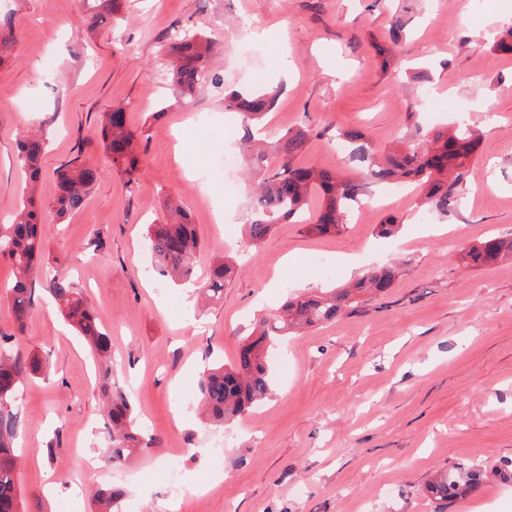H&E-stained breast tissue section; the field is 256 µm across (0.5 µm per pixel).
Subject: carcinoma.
Returning a JSON list of instances; mask_svg holds the SVG:
<instances>
[{
  "mask_svg": "<svg viewBox=\"0 0 512 512\" xmlns=\"http://www.w3.org/2000/svg\"><path fill=\"white\" fill-rule=\"evenodd\" d=\"M119 7V0H83V8L93 17L104 19ZM17 45L15 17L0 10V65L9 61ZM214 45L201 34L177 33L164 45L169 57L171 85L183 102H188L197 88L210 84L220 87L224 79L207 69V59ZM277 93L274 90H232L224 95V110L241 113L248 121H258L271 111ZM103 148L112 165L126 179L137 183L141 169L139 136L128 128L125 107L115 106L103 115L99 128ZM313 135V127L304 121L278 132L271 142L281 165L265 169L264 178L254 197L251 221L245 234L253 244L262 241L274 225L301 215L312 198H318L315 215L309 218V230L328 234L340 230L351 209L367 196L374 184L417 181L424 186L428 209L448 214L459 208V187L469 160L479 148V138L466 124L448 132L432 129L417 144H409L379 158L369 151L365 133L348 129L338 133L353 145L351 158L363 164V175L353 179L333 172L307 167L295 162ZM244 143L252 151L253 161L262 165L265 145L247 127ZM47 149L43 132H32L17 142L16 162L25 177L26 204L0 224V257L9 261L13 281L9 288L16 331L0 332V512H25L18 492V460L15 441L24 429L22 413L16 407L20 387L46 368L36 357L17 347L33 307L35 284L43 279L39 259L45 249L42 226L47 216L35 200L41 176V159ZM101 169L82 159L81 154L61 164L56 171L57 195L54 217L61 220L81 209L85 198L100 177ZM166 218L161 224L148 225L149 248L156 268L165 277L192 280L194 257L201 247L189 212L173 198L165 202ZM512 260V235L489 237L478 241L463 254L466 265L488 267ZM232 265L228 258L218 259L207 279V293L217 298L230 283ZM396 270L392 267L371 269L353 284L322 295H297L285 301L282 313L257 320L243 339L235 363L209 369L199 382V405L207 419L224 424L243 416L270 391L266 366L267 353L283 337L304 329L334 322L354 311L364 295H383L392 288ZM47 288L56 300L62 316L89 342L95 357L103 364L99 390L108 400L102 415L103 429L110 445L105 458L118 463L128 455L155 447L156 438L146 435L134 416L127 397L112 386L111 340L96 323L93 310L82 289L68 277L46 278ZM485 470L472 465L455 472H440L429 484L428 492L437 501H448L474 492L483 485ZM124 495L119 487L101 488L95 496L98 512H112Z\"/></svg>",
  "mask_w": 512,
  "mask_h": 512,
  "instance_id": "1",
  "label": "carcinoma"
}]
</instances>
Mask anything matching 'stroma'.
I'll list each match as a JSON object with an SVG mask.
<instances>
[{
  "label": "stroma",
  "mask_w": 512,
  "mask_h": 512,
  "mask_svg": "<svg viewBox=\"0 0 512 512\" xmlns=\"http://www.w3.org/2000/svg\"><path fill=\"white\" fill-rule=\"evenodd\" d=\"M0 9L14 13L19 37L16 60L0 68V216L21 201L16 142L29 127L49 139L45 209L73 151L102 170L81 211L47 224L44 264L63 262L79 282L112 338L114 382L159 440L113 466L112 483L125 491L118 512H168L171 501L175 512H512V262L473 269L461 259L478 240L512 233V53L495 47L512 28V0H122L101 22L80 0H0ZM178 30L216 43L208 68L224 86L163 113L171 86L162 46ZM421 71L429 83L416 80ZM242 88L278 91L264 118L273 129L311 122L300 164L356 178L358 166L334 150L337 130L364 131L382 155L429 126L467 120L480 147L460 207L444 216L420 208L419 189L390 198L374 186L342 233L288 221L251 245L241 230L249 163L228 172L237 191L225 195L201 134L223 130L225 149L239 152L242 116L225 111L224 94ZM116 103L140 136L131 188L97 134ZM170 193L184 198L203 242L196 282L217 257L232 259L220 299L188 302L185 287L150 269L146 229L162 222ZM389 216L398 233L378 236ZM99 230L107 245L94 253ZM291 253L302 257L294 269L283 264ZM378 265L397 271L390 292L286 337L270 361L267 399L221 426L200 414L203 372L236 360L254 318L288 293L340 288ZM19 346L48 364L17 396L25 508L94 512L99 480L72 476L107 442L95 364L44 288ZM170 457L182 486L158 475ZM473 463L487 470L478 492L446 504L428 496L435 472ZM200 482L206 491L194 492Z\"/></svg>",
  "instance_id": "stroma-1"
}]
</instances>
